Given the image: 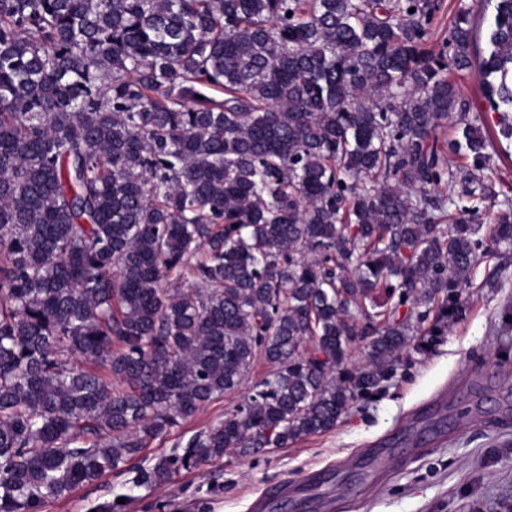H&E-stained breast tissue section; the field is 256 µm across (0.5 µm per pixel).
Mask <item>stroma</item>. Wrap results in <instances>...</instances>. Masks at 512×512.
<instances>
[{"instance_id": "stroma-1", "label": "stroma", "mask_w": 512, "mask_h": 512, "mask_svg": "<svg viewBox=\"0 0 512 512\" xmlns=\"http://www.w3.org/2000/svg\"><path fill=\"white\" fill-rule=\"evenodd\" d=\"M477 23L476 53L487 50L485 30L494 0H439L429 44L441 49L458 13ZM467 104V116L490 139L491 177L498 197L488 211L512 198V139L501 133V115L481 93L477 71L449 70ZM501 288H484L493 266ZM464 320L453 324L431 352L413 363L378 398L359 404L329 432L285 448L180 471L153 490L139 489L123 512H512V252L475 268ZM256 359L234 394L200 410L162 438L149 454L170 451L243 402L269 371ZM388 447L392 465L369 474L357 461L369 449ZM330 471L327 483L314 471ZM124 477L107 475L82 485L46 512H88L95 502L123 493Z\"/></svg>"}]
</instances>
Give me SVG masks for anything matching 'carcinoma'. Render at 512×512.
Returning <instances> with one entry per match:
<instances>
[{"label": "carcinoma", "mask_w": 512, "mask_h": 512, "mask_svg": "<svg viewBox=\"0 0 512 512\" xmlns=\"http://www.w3.org/2000/svg\"><path fill=\"white\" fill-rule=\"evenodd\" d=\"M435 11L0 0V512L286 448L442 342L475 267L512 248V202L474 222L487 139L448 78L477 68L512 112V0L478 59L467 12L453 56L429 47ZM257 357L244 403L144 454Z\"/></svg>", "instance_id": "obj_1"}]
</instances>
